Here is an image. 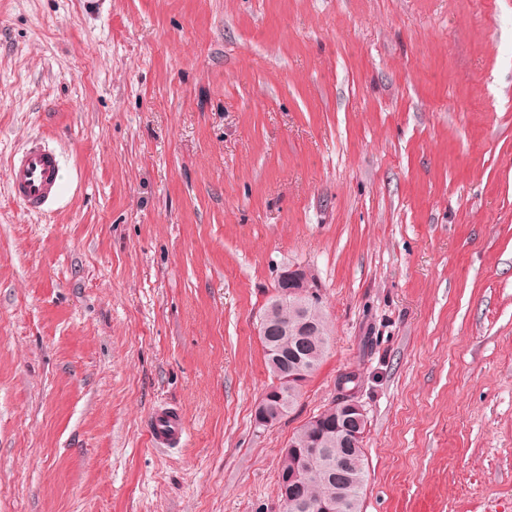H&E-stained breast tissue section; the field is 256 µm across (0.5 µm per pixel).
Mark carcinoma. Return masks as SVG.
<instances>
[{"label": "carcinoma", "instance_id": "carcinoma-1", "mask_svg": "<svg viewBox=\"0 0 512 512\" xmlns=\"http://www.w3.org/2000/svg\"><path fill=\"white\" fill-rule=\"evenodd\" d=\"M268 304L273 306L274 321L288 327V332L275 338L277 355H265L270 378L281 376L283 371H291L296 367L298 359L308 362L311 369L306 376H311L322 363L329 347V330L327 318L322 305L318 304L309 311L312 328L306 336V351L297 345L299 316L295 301L275 295ZM337 404L333 403L323 412L311 417L296 431L290 444L298 448H308L323 434L320 420L334 418L333 411ZM325 466L318 469L314 477L300 483L298 501L316 503L322 500L336 502L335 512H362L364 492L367 485L368 462L364 448L347 447L339 441L330 443L327 448Z\"/></svg>", "mask_w": 512, "mask_h": 512}]
</instances>
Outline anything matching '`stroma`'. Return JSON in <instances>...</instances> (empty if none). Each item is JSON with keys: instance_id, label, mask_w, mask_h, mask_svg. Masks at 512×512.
Segmentation results:
<instances>
[{"instance_id": "35a3bbf8", "label": "stroma", "mask_w": 512, "mask_h": 512, "mask_svg": "<svg viewBox=\"0 0 512 512\" xmlns=\"http://www.w3.org/2000/svg\"><path fill=\"white\" fill-rule=\"evenodd\" d=\"M297 267L329 352L261 428ZM350 371L363 512H512V0H0V512H282ZM14 198L31 213H42L54 205L63 190L58 154L42 142H31L7 167ZM336 400L323 412L311 417L308 421H306L300 428L296 431L293 438L290 440V444L294 447V450L298 448H303L302 451H298L296 454V458L291 468V459L286 457H282L280 454L279 457V467H278V487L279 494L282 501L283 512H306L304 509H300L298 506H289L285 499V487L284 480H286V472L288 471V479L286 484L289 485V503H294V489L295 483L298 480H303L311 476L310 469L313 464L323 455L324 448H309L310 445L315 442L324 432V430L320 426V420L326 419L329 421L335 417V414H332L333 411L336 412V408L338 407L336 404ZM184 425L180 412L172 407L159 406L150 418V439L159 447H175L181 443Z\"/></svg>"}]
</instances>
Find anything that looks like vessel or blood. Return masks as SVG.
I'll return each mask as SVG.
<instances>
[{
    "mask_svg": "<svg viewBox=\"0 0 512 512\" xmlns=\"http://www.w3.org/2000/svg\"><path fill=\"white\" fill-rule=\"evenodd\" d=\"M7 178L14 198L32 213L49 209L63 190L62 166L58 154L41 142H31L7 168ZM184 425L180 412L159 406L150 418L149 436L159 447L180 444Z\"/></svg>",
    "mask_w": 512,
    "mask_h": 512,
    "instance_id": "vessel-or-blood-1",
    "label": "vessel or blood"
}]
</instances>
